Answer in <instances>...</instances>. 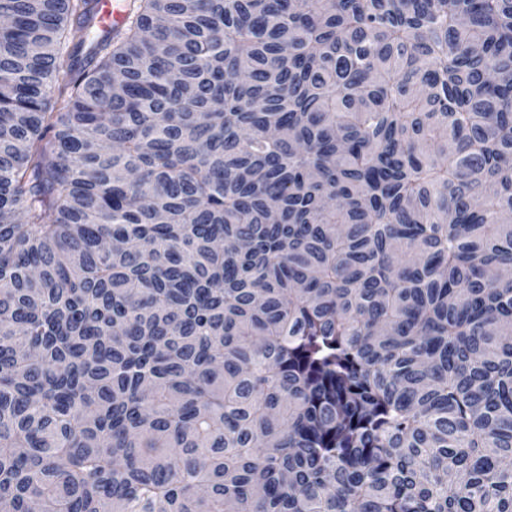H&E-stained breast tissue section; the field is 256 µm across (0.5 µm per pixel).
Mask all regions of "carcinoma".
<instances>
[{"mask_svg":"<svg viewBox=\"0 0 512 512\" xmlns=\"http://www.w3.org/2000/svg\"><path fill=\"white\" fill-rule=\"evenodd\" d=\"M0 0V512H512V0ZM134 0H117L112 4V12L110 10L109 0H100L99 10L104 20L112 22V30H118L124 24Z\"/></svg>","mask_w":512,"mask_h":512,"instance_id":"1","label":"carcinoma"}]
</instances>
